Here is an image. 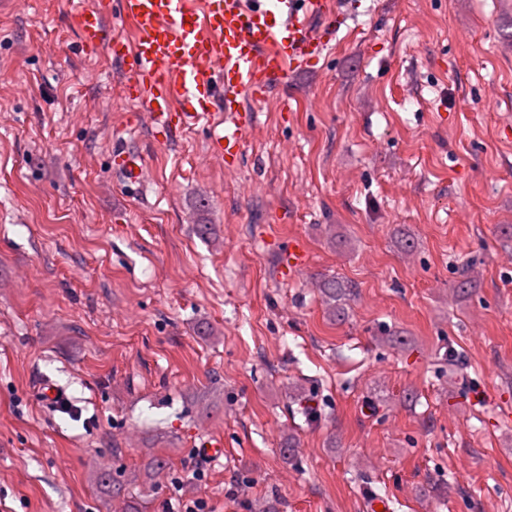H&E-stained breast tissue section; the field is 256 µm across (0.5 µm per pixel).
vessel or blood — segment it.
Wrapping results in <instances>:
<instances>
[{"label":"vessel or blood","mask_w":512,"mask_h":512,"mask_svg":"<svg viewBox=\"0 0 512 512\" xmlns=\"http://www.w3.org/2000/svg\"><path fill=\"white\" fill-rule=\"evenodd\" d=\"M341 19L334 0H93L74 12L82 49L126 65L125 99L148 105L165 134L211 127L212 148L229 168L249 130L242 95L265 100L290 70L322 56ZM112 20L132 37L110 35ZM117 163L128 183L140 182L139 156L123 152Z\"/></svg>","instance_id":"vessel-or-blood-1"}]
</instances>
